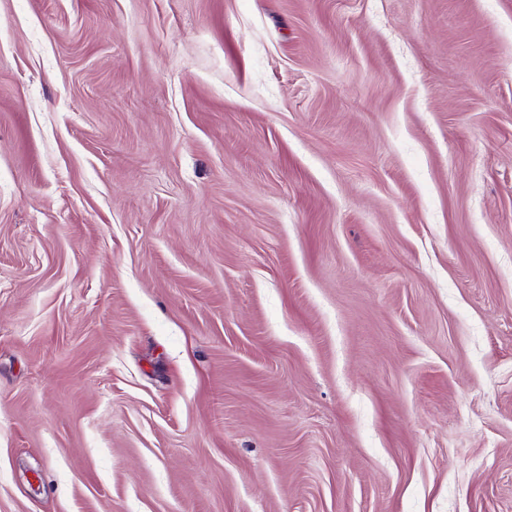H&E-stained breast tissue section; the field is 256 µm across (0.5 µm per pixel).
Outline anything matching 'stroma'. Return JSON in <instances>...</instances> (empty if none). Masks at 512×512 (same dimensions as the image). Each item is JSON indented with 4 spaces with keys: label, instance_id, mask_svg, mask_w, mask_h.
<instances>
[{
    "label": "stroma",
    "instance_id": "obj_1",
    "mask_svg": "<svg viewBox=\"0 0 512 512\" xmlns=\"http://www.w3.org/2000/svg\"><path fill=\"white\" fill-rule=\"evenodd\" d=\"M0 512H512V0H0Z\"/></svg>",
    "mask_w": 512,
    "mask_h": 512
}]
</instances>
